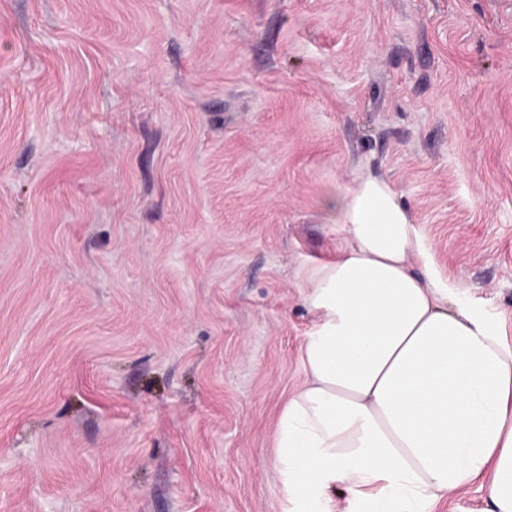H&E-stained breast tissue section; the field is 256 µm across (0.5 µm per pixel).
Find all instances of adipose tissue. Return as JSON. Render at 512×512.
<instances>
[{"label": "adipose tissue", "mask_w": 512, "mask_h": 512, "mask_svg": "<svg viewBox=\"0 0 512 512\" xmlns=\"http://www.w3.org/2000/svg\"><path fill=\"white\" fill-rule=\"evenodd\" d=\"M343 234L304 273L305 382L282 406L275 464L294 502L425 512L480 482L512 512V345L438 274L387 179L330 200Z\"/></svg>", "instance_id": "1"}]
</instances>
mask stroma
Instances as JSON below:
<instances>
[{"label": "stroma", "mask_w": 512, "mask_h": 512, "mask_svg": "<svg viewBox=\"0 0 512 512\" xmlns=\"http://www.w3.org/2000/svg\"><path fill=\"white\" fill-rule=\"evenodd\" d=\"M369 173L512 335V0H0V512H289Z\"/></svg>", "instance_id": "1"}]
</instances>
